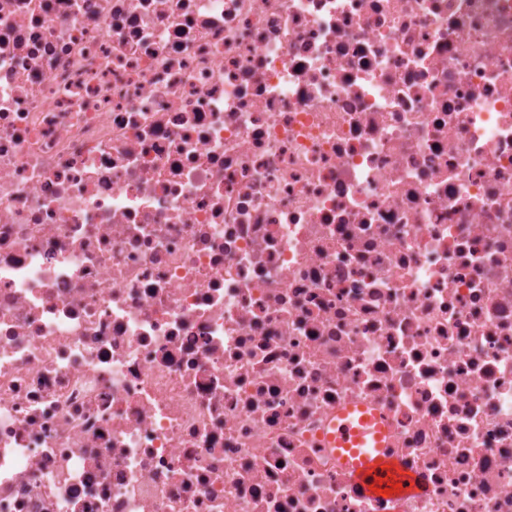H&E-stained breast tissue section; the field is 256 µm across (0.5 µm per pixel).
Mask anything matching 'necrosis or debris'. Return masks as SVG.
<instances>
[{
	"label": "necrosis or debris",
	"instance_id": "4bbe7bcc",
	"mask_svg": "<svg viewBox=\"0 0 512 512\" xmlns=\"http://www.w3.org/2000/svg\"><path fill=\"white\" fill-rule=\"evenodd\" d=\"M0 512H512V0H0ZM350 412L352 409L338 415L328 439L340 450L338 455L348 467L352 480L367 494L382 493L385 488L397 493L414 492L416 488L409 476L403 474L400 462L388 453L387 431L382 417L377 412L358 417L350 416ZM395 484L400 487L395 488Z\"/></svg>",
	"mask_w": 512,
	"mask_h": 512
}]
</instances>
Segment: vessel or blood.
<instances>
[{
	"instance_id": "b4317fda",
	"label": "vessel or blood",
	"mask_w": 512,
	"mask_h": 512,
	"mask_svg": "<svg viewBox=\"0 0 512 512\" xmlns=\"http://www.w3.org/2000/svg\"><path fill=\"white\" fill-rule=\"evenodd\" d=\"M331 428L328 439L362 491L371 494L378 488L396 487L403 493L414 492L415 487L400 462L388 452L386 427L378 413L355 417L345 411Z\"/></svg>"
}]
</instances>
